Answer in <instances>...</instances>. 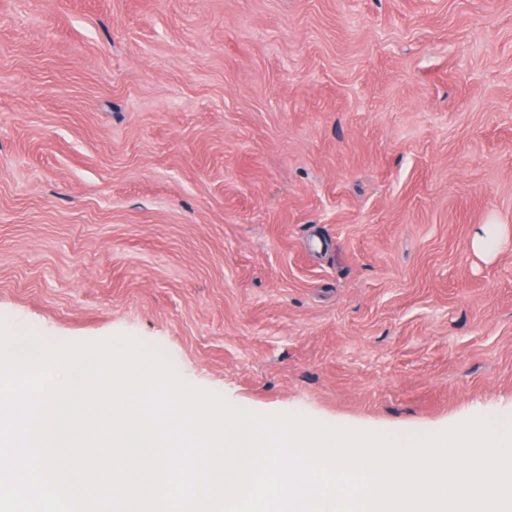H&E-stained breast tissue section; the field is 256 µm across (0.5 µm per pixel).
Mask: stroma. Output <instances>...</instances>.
<instances>
[{
    "mask_svg": "<svg viewBox=\"0 0 512 512\" xmlns=\"http://www.w3.org/2000/svg\"><path fill=\"white\" fill-rule=\"evenodd\" d=\"M0 320L262 415L512 411V0H0Z\"/></svg>",
    "mask_w": 512,
    "mask_h": 512,
    "instance_id": "stroma-1",
    "label": "stroma"
}]
</instances>
